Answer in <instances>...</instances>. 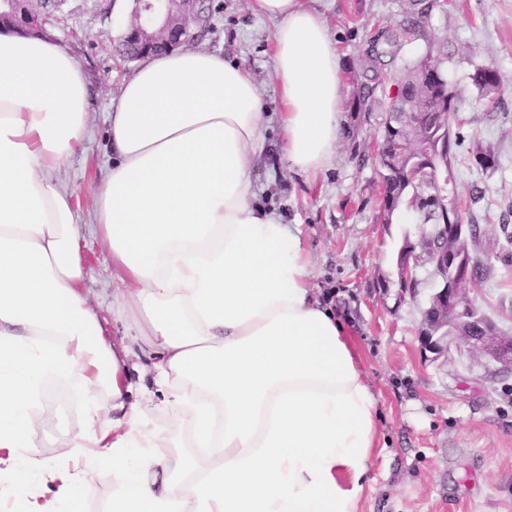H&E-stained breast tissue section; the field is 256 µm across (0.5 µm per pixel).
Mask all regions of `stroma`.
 Here are the masks:
<instances>
[{
	"label": "stroma",
	"instance_id": "obj_1",
	"mask_svg": "<svg viewBox=\"0 0 512 512\" xmlns=\"http://www.w3.org/2000/svg\"><path fill=\"white\" fill-rule=\"evenodd\" d=\"M318 11L341 59L352 93L371 74L360 61L374 40L407 18L408 0H305ZM209 15L191 45L224 56L264 90V109L278 106L270 56L271 22L254 16L247 0H204ZM129 0H45L43 29L82 63L92 97L89 136L60 177L84 223L92 221L96 182L112 163L107 112L135 62L118 52L130 16ZM447 51L441 69L453 94L448 188L461 201L462 221L480 227L470 251L487 267L476 304L512 335V0H437L419 37L403 45L397 62L428 46ZM493 66L504 78L485 94L471 80ZM393 88L382 82L363 112L349 113V129L322 173L308 179L274 156L259 170L262 204L284 223L300 225L313 261L317 298L332 306L354 339L379 400L383 448L371 462L360 512H512V375L490 374L481 356L454 341L447 356L422 352L421 313L432 292L427 274L415 289L400 288L396 258L414 224L379 219L382 179L374 142L383 129ZM491 152L492 166L477 164ZM85 286L104 324L112 322V270L106 249L86 234ZM45 459L65 450L82 419L80 405L40 407Z\"/></svg>",
	"mask_w": 512,
	"mask_h": 512
}]
</instances>
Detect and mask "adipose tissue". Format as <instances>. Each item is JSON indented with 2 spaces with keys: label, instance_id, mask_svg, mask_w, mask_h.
I'll return each instance as SVG.
<instances>
[{
  "label": "adipose tissue",
  "instance_id": "ef3b65f1",
  "mask_svg": "<svg viewBox=\"0 0 512 512\" xmlns=\"http://www.w3.org/2000/svg\"><path fill=\"white\" fill-rule=\"evenodd\" d=\"M248 5L274 25L275 143L262 88L200 48L144 58L109 109L116 160L92 215L119 287L114 336L85 292L84 226L58 177L89 132L84 69L61 44L0 29V473L28 512H85L98 471L112 479L104 512H359L378 398L314 297L300 226L260 204L256 176L270 145L307 177L329 164L341 58L303 0ZM50 382L81 398L83 420L48 462ZM168 414L174 427L155 423Z\"/></svg>",
  "mask_w": 512,
  "mask_h": 512
}]
</instances>
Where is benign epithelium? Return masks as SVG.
<instances>
[{
  "instance_id": "benign-epithelium-1",
  "label": "benign epithelium",
  "mask_w": 512,
  "mask_h": 512,
  "mask_svg": "<svg viewBox=\"0 0 512 512\" xmlns=\"http://www.w3.org/2000/svg\"><path fill=\"white\" fill-rule=\"evenodd\" d=\"M132 18L125 29L123 56L138 60L153 52H172L186 46L191 28L208 21L200 8L201 0H132ZM17 17L22 27L39 29L40 12L32 9L30 0H0V19ZM433 95L448 96V85L438 70L425 77ZM448 156L426 155L423 163L435 171L431 189L448 197V210L458 208L453 194L447 193ZM472 238L469 224H435L427 242L419 241L404 250L397 263L399 286L407 288L418 282L417 269H429L433 291L429 307L424 311L419 332L421 348L439 358L449 353L450 345L461 339L469 350L496 366L500 373H512V336L503 335L488 317L466 318L474 300V263L467 241Z\"/></svg>"
}]
</instances>
